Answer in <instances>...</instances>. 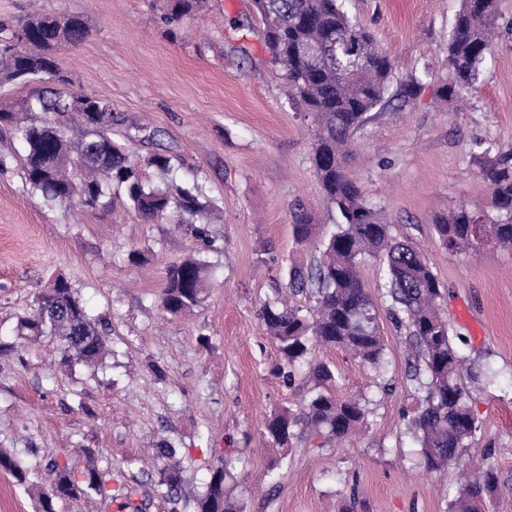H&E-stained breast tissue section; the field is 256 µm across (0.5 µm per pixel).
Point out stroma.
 Returning <instances> with one entry per match:
<instances>
[{
  "label": "stroma",
  "instance_id": "obj_1",
  "mask_svg": "<svg viewBox=\"0 0 512 512\" xmlns=\"http://www.w3.org/2000/svg\"><path fill=\"white\" fill-rule=\"evenodd\" d=\"M344 5L394 62L390 95L422 80L405 111L382 102L354 132L350 173L382 207L392 236L411 241L437 276L452 344L484 371L470 386L479 431L446 470L418 467V444L403 425L420 401L408 379L411 350L382 294V267L370 259L360 274L384 345L382 378L345 350L315 352L338 372L336 395L361 400L363 431L321 448L258 449L265 420L313 388L308 367L289 383L276 374L281 354L259 311L292 266L312 260L293 238L297 209L324 232L337 216L321 204L311 120L283 95L252 0H209L174 30L152 0H0V21L43 11L86 18L90 38L59 51L72 90L111 101L146 132L125 143L133 160L170 148L178 174L197 173L221 209L202 300L167 317L166 269L193 253L183 228L144 222L119 197L104 208L32 195L23 147L0 129V449L32 481L0 471V512H36L54 458L93 463L112 485L134 488L144 512H170L157 483L163 440L183 459L180 512H195L223 448L238 451L227 491L244 512H448L460 465L472 458L498 477L486 512H512V249L451 254L434 229L461 204L491 201L473 154L479 144L512 146V40L503 39L471 99L445 101L436 89L459 0ZM132 248L144 254L136 266L127 261ZM59 276L110 323L101 365L62 371L57 338L17 333L35 295Z\"/></svg>",
  "mask_w": 512,
  "mask_h": 512
}]
</instances>
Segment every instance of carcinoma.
Here are the masks:
<instances>
[{
  "label": "carcinoma",
  "mask_w": 512,
  "mask_h": 512,
  "mask_svg": "<svg viewBox=\"0 0 512 512\" xmlns=\"http://www.w3.org/2000/svg\"><path fill=\"white\" fill-rule=\"evenodd\" d=\"M252 2L264 24L271 64L282 72L288 102L315 126L314 171L324 202L339 217L322 239L316 238L315 225L304 212L292 225L296 243L319 256L307 267L293 266L286 288L294 295H309L313 305L304 311L283 304L277 296L261 311L263 324L288 368L285 378L292 379L293 371L306 361L314 380L313 390L297 410L288 408L266 419L262 440L271 447L289 449L299 441L320 437L321 447L352 435L364 422L365 409L359 402L331 391L336 384L332 366L310 355L317 347L341 348L372 368H381L384 348L360 276V264L371 258L384 267L383 296L396 323L405 330L412 352L410 380L423 393L420 409L403 417L405 427L420 445L425 469H444L479 430L467 387L472 367L452 347L450 326L440 313L442 288L426 259L414 245L391 235L381 208L366 199L348 170L353 133L383 102L394 64L348 15L344 0ZM154 5L159 19L172 26L196 16L204 0H154ZM498 21V0H461L448 35L447 77L438 87L439 97L460 100L477 89L495 47ZM90 35L87 21L75 14L65 16L63 22L52 13L32 15L14 25L0 22V80L26 85L48 79L58 85L35 89L17 110L0 112V125L12 129L24 148V186L46 202L61 203L68 183L79 175L91 189L86 203L95 206L121 194L147 221L169 215L182 225L187 217L195 252L207 249L205 215L213 203L199 179L145 182L142 165L169 175L178 157L162 149L141 163L131 160L112 139V128L124 125L126 118L112 111L102 122L91 116L98 108H112V103L87 94L84 105L73 102L71 81L57 51L66 45L78 46ZM476 159L491 190L492 210L463 205L435 224L439 242L450 253L489 245L512 248V148L494 155L482 150ZM207 275V265L197 257L169 266L163 311L172 317L191 311L201 299ZM20 330L31 337L47 333L59 337L60 363L68 368L98 364L105 357L107 327L88 314L69 283L21 319ZM156 455L163 462L158 485L165 488L171 512H177L183 484L177 450L165 444L156 449ZM220 459L196 500L197 512H243L225 495L232 460L224 452ZM0 470L20 485L31 484L27 471L2 451ZM49 473V490L39 493L38 512H55L56 498L80 496L120 498L121 512H139L131 492L109 488L107 475L90 463L80 468L67 460H53ZM495 484V475L487 471L463 485L451 512H483L484 496Z\"/></svg>",
  "instance_id": "cac0c4a2"
}]
</instances>
